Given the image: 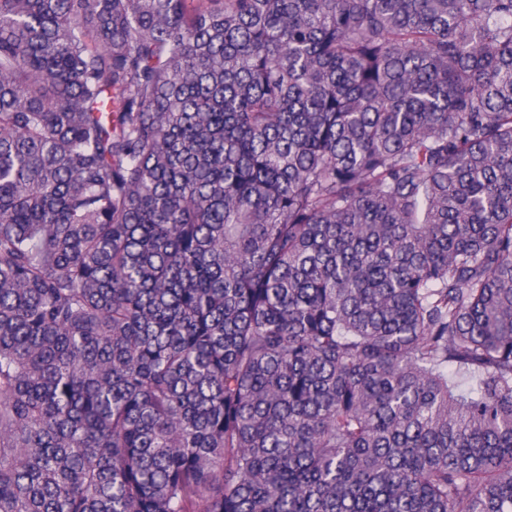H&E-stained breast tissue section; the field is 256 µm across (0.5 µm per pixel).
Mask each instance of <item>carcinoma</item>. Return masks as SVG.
<instances>
[{"mask_svg":"<svg viewBox=\"0 0 512 512\" xmlns=\"http://www.w3.org/2000/svg\"><path fill=\"white\" fill-rule=\"evenodd\" d=\"M0 512H512V0H0Z\"/></svg>","mask_w":512,"mask_h":512,"instance_id":"1","label":"carcinoma"}]
</instances>
